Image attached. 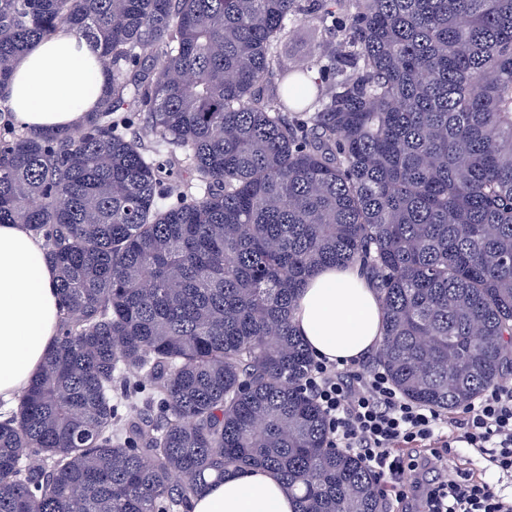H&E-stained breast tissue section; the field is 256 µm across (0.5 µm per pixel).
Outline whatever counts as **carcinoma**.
<instances>
[{
    "mask_svg": "<svg viewBox=\"0 0 512 512\" xmlns=\"http://www.w3.org/2000/svg\"><path fill=\"white\" fill-rule=\"evenodd\" d=\"M297 23L335 40L298 62ZM61 28L111 83L74 132L0 120V224L63 308L0 421V512H191L252 466L297 512H388L302 387L294 301L360 267L412 402L512 379V0H0V98Z\"/></svg>",
    "mask_w": 512,
    "mask_h": 512,
    "instance_id": "1",
    "label": "carcinoma"
}]
</instances>
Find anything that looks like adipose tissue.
<instances>
[{
    "label": "adipose tissue",
    "instance_id": "ef3b65f1",
    "mask_svg": "<svg viewBox=\"0 0 512 512\" xmlns=\"http://www.w3.org/2000/svg\"><path fill=\"white\" fill-rule=\"evenodd\" d=\"M110 76L82 39L61 29L16 64L5 106L16 127H73L104 96ZM61 300L43 243L24 225L0 224V408L8 409L41 367L58 336ZM293 323L313 355L349 361L379 349L378 292L358 270L324 267L303 283ZM279 479L249 467L209 479L192 512H296Z\"/></svg>",
    "mask_w": 512,
    "mask_h": 512
}]
</instances>
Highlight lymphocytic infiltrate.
I'll list each match as a JSON object with an SVG mask.
<instances>
[{
  "label": "lymphocytic infiltrate",
  "mask_w": 512,
  "mask_h": 512,
  "mask_svg": "<svg viewBox=\"0 0 512 512\" xmlns=\"http://www.w3.org/2000/svg\"><path fill=\"white\" fill-rule=\"evenodd\" d=\"M303 385L326 419L331 447L360 455L380 480L396 486L397 501L408 497L401 481L405 471L435 463L441 481L427 496L428 512H512V499L449 467L450 443L441 433L445 415L399 396L383 368L316 359ZM455 428L460 441L487 454L501 471L511 472L512 381L486 390L464 407ZM418 442L436 444L437 449L418 460L396 455L399 444Z\"/></svg>",
  "instance_id": "lymphocytic-infiltrate-1"
}]
</instances>
